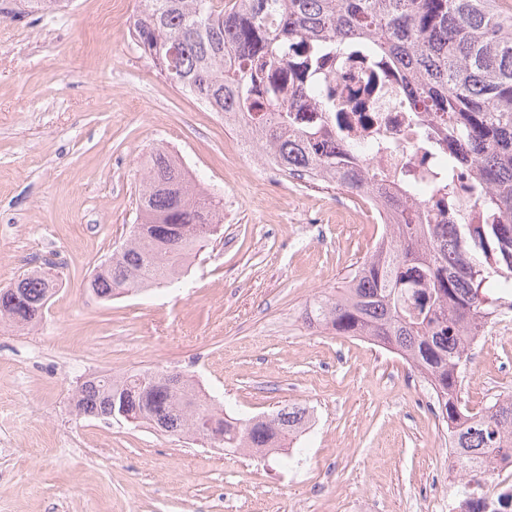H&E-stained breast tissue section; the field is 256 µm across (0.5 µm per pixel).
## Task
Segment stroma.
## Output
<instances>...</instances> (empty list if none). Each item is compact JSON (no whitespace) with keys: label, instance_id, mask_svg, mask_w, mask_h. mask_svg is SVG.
<instances>
[{"label":"stroma","instance_id":"35a3bbf8","mask_svg":"<svg viewBox=\"0 0 512 512\" xmlns=\"http://www.w3.org/2000/svg\"><path fill=\"white\" fill-rule=\"evenodd\" d=\"M139 5L0 14V288L39 267L59 280L36 327L0 326V512H426L448 432L411 366L304 317L380 225L335 184L241 152L223 114L137 48ZM158 148L219 200L224 235L180 287L100 300L87 282L137 224ZM506 362L512 335L478 345L462 368L469 408L512 394ZM134 369L181 371L237 418L306 408L300 463L76 415L82 381Z\"/></svg>","mask_w":512,"mask_h":512}]
</instances>
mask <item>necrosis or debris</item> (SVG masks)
Listing matches in <instances>:
<instances>
[{"label":"necrosis or debris","mask_w":512,"mask_h":512,"mask_svg":"<svg viewBox=\"0 0 512 512\" xmlns=\"http://www.w3.org/2000/svg\"><path fill=\"white\" fill-rule=\"evenodd\" d=\"M278 79L286 85L302 82L307 93H319L331 104L328 112H303L302 121L323 128L324 151L358 147L354 162L365 185L359 198L373 223L415 224L425 209L440 224L489 223L486 208L470 190L476 179L472 170L460 173L454 198L441 202L440 159L456 145L443 137L441 114L407 95L404 72L391 58L370 52L366 43L350 42L329 51L323 68L304 78L285 67ZM403 193L405 206L392 210L390 201ZM511 495L512 455L503 454L485 460L463 484H449L447 472H436L428 501L431 512H500Z\"/></svg>","instance_id":"1"}]
</instances>
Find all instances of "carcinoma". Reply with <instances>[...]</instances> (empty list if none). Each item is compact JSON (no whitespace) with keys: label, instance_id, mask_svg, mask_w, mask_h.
<instances>
[{"label":"carcinoma","instance_id":"1","mask_svg":"<svg viewBox=\"0 0 512 512\" xmlns=\"http://www.w3.org/2000/svg\"><path fill=\"white\" fill-rule=\"evenodd\" d=\"M67 5L16 0L29 12ZM132 34L177 88L214 112L237 115L238 130L255 129L282 170L355 196V168L322 176L336 159L319 153V131L286 133L306 101L299 92L280 97L269 71L288 62L293 45L310 41L322 53L336 42L370 41L400 65L428 111L448 115V135L465 146L448 154V174L475 167L484 184L477 199L504 222L398 224L339 294L309 304L305 320L386 346L423 375L464 466L473 470L490 455L512 451V401L497 400L467 422L458 397L464 341L474 340L475 320L512 295V18L497 12L495 0H233L227 9L224 0H141ZM138 209L140 223L125 246L88 283L102 300L179 282L219 223L218 203L196 190L163 149L146 160ZM57 287L54 275L36 270L1 288L0 324H37ZM74 407L105 418L124 410L161 432L191 434L233 453H275L309 422L297 406L233 418L186 375L150 369L91 377L77 388Z\"/></svg>","mask_w":512,"mask_h":512}]
</instances>
